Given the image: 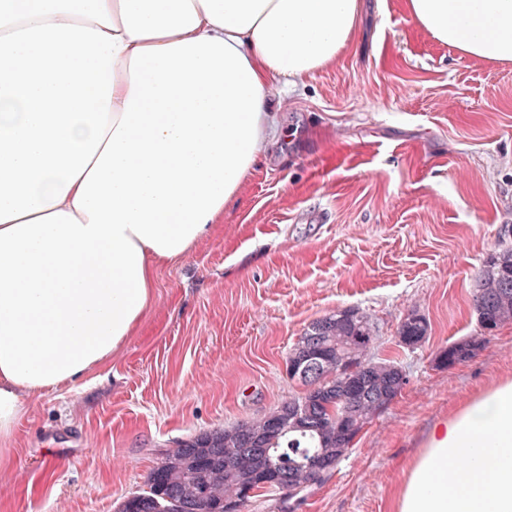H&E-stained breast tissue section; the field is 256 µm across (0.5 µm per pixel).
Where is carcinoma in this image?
<instances>
[{"label": "carcinoma", "mask_w": 512, "mask_h": 512, "mask_svg": "<svg viewBox=\"0 0 512 512\" xmlns=\"http://www.w3.org/2000/svg\"><path fill=\"white\" fill-rule=\"evenodd\" d=\"M481 326L492 331L512 322V245L484 262L474 284ZM415 346L428 334L425 317L412 313L400 330ZM377 330L372 318L348 308L311 322L287 363L315 355L314 372L289 377L303 393L261 420L205 432L182 442L152 469L147 489L125 499L119 512H226L225 501L247 500L254 490L303 488L315 481L309 467L331 470L356 435L400 393L402 367L366 358ZM480 345L471 336L448 346L441 364L467 359Z\"/></svg>", "instance_id": "1"}]
</instances>
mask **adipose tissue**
I'll list each match as a JSON object with an SVG mask.
<instances>
[{
    "label": "adipose tissue",
    "mask_w": 512,
    "mask_h": 512,
    "mask_svg": "<svg viewBox=\"0 0 512 512\" xmlns=\"http://www.w3.org/2000/svg\"><path fill=\"white\" fill-rule=\"evenodd\" d=\"M512 64V0H403ZM359 0H0V466L27 399L141 328L157 271L214 232L278 117L271 82L351 41ZM390 512H512V376L427 428Z\"/></svg>",
    "instance_id": "ef3b65f1"
}]
</instances>
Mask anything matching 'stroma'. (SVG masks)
<instances>
[{"label":"stroma","mask_w":512,"mask_h":512,"mask_svg":"<svg viewBox=\"0 0 512 512\" xmlns=\"http://www.w3.org/2000/svg\"><path fill=\"white\" fill-rule=\"evenodd\" d=\"M360 2L336 62L274 80L280 134L223 226L160 269L138 333L102 372L28 402L0 512H118L180 442L301 394L288 354L344 308L372 317L369 357L407 383L335 469L251 492L243 512H387L428 424L512 376V323L482 330L473 302L489 254L512 244V64L459 56L402 0ZM412 311L430 329L406 349L397 328ZM468 336L475 354L441 365Z\"/></svg>","instance_id":"35a3bbf8"}]
</instances>
